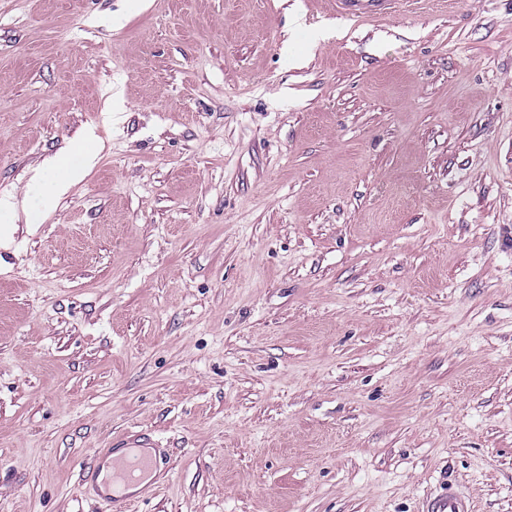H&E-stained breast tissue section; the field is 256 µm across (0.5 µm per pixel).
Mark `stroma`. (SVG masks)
Segmentation results:
<instances>
[{
	"mask_svg": "<svg viewBox=\"0 0 512 512\" xmlns=\"http://www.w3.org/2000/svg\"><path fill=\"white\" fill-rule=\"evenodd\" d=\"M4 196L0 512H512V0H0ZM336 15L343 18H369L394 13L398 0H334ZM95 139L94 132L90 130L84 144L75 145L49 161L48 172L51 179L43 200L45 209H51L58 197L66 193L70 186L92 167L96 158ZM132 449L142 451L150 456H155V451L152 448H121L114 453L105 457L101 472L98 478L99 490L103 493H109L103 484V479L112 463V483L117 481H130L136 478V473H145L157 467V461L154 458L147 457H130L115 461L113 458H118ZM426 512H472V508L466 494L448 486L446 494L430 500Z\"/></svg>",
	"mask_w": 512,
	"mask_h": 512,
	"instance_id": "35a3bbf8",
	"label": "stroma"
}]
</instances>
